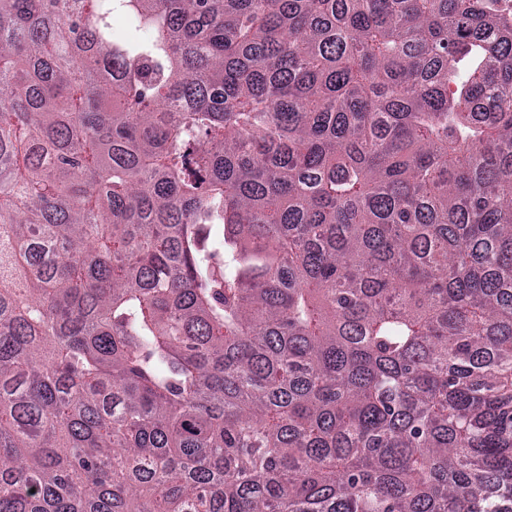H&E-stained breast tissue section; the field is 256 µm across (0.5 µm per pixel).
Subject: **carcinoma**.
Instances as JSON below:
<instances>
[{"label":"carcinoma","mask_w":512,"mask_h":512,"mask_svg":"<svg viewBox=\"0 0 512 512\" xmlns=\"http://www.w3.org/2000/svg\"><path fill=\"white\" fill-rule=\"evenodd\" d=\"M499 2L0 0V512H512Z\"/></svg>","instance_id":"carcinoma-1"}]
</instances>
